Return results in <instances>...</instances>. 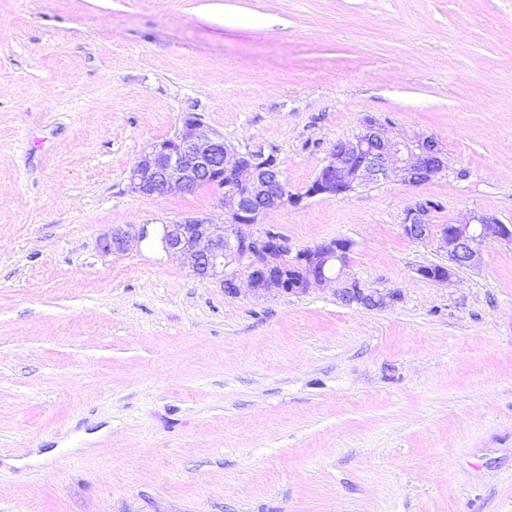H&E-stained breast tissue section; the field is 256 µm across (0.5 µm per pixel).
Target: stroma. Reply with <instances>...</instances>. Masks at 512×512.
<instances>
[{
	"instance_id": "35a3bbf8",
	"label": "stroma",
	"mask_w": 512,
	"mask_h": 512,
	"mask_svg": "<svg viewBox=\"0 0 512 512\" xmlns=\"http://www.w3.org/2000/svg\"><path fill=\"white\" fill-rule=\"evenodd\" d=\"M197 114L303 191L366 121L460 177L268 211L293 250L400 298L244 292L115 224L203 214L127 189ZM512 224V0H0V512H512V245L441 284L416 203ZM151 224H117L104 233L99 239L102 253L119 255L129 250L134 242L148 239L152 233Z\"/></svg>"
}]
</instances>
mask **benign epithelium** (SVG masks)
I'll return each mask as SVG.
<instances>
[{
  "mask_svg": "<svg viewBox=\"0 0 512 512\" xmlns=\"http://www.w3.org/2000/svg\"><path fill=\"white\" fill-rule=\"evenodd\" d=\"M454 170L437 139L417 136L399 138L383 124L369 121L353 138L340 140L329 149L324 164L302 193L288 190L278 172L276 152L263 146L242 150L227 143L224 135L194 113L184 115L175 132L149 143L138 155L127 176L133 194L163 197L189 193L206 182L220 206L228 207L223 224L207 216H188L161 225L163 249L182 259L193 276L218 284L224 293L241 292L245 278L254 295L305 294L333 288L342 302L381 308L398 299L399 293L363 288L343 279L345 257L353 243L334 238L296 253L288 273L269 278L271 254L291 253L288 240L259 229L260 218L272 209L298 206L306 198L347 196L370 184L394 179L417 186ZM428 207L418 205L401 225L403 234L415 241L435 240L446 253V272L434 281L446 283L462 268H476L489 241L512 245V225L486 214L451 225L447 231L426 222ZM151 235L148 224H117L99 239L102 253L119 255L134 242Z\"/></svg>",
  "mask_w": 512,
  "mask_h": 512,
  "instance_id": "obj_1",
  "label": "benign epithelium"
}]
</instances>
